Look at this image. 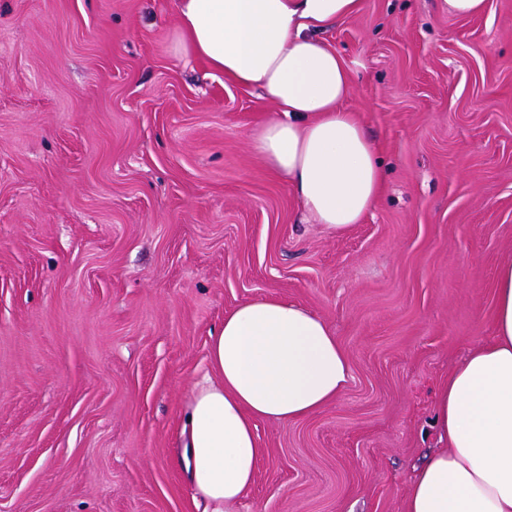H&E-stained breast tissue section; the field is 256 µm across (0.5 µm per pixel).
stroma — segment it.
Returning a JSON list of instances; mask_svg holds the SVG:
<instances>
[{"label":"stroma","instance_id":"stroma-1","mask_svg":"<svg viewBox=\"0 0 512 512\" xmlns=\"http://www.w3.org/2000/svg\"><path fill=\"white\" fill-rule=\"evenodd\" d=\"M177 26L172 0H0V512H203L185 411L257 298L322 317L352 373L257 421L234 512H405L512 260V0H364L323 32L384 172L341 234L252 149L273 102L175 54ZM488 0H445L450 10L458 16L475 18L487 9Z\"/></svg>","mask_w":512,"mask_h":512}]
</instances>
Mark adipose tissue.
I'll return each mask as SVG.
<instances>
[{"mask_svg": "<svg viewBox=\"0 0 512 512\" xmlns=\"http://www.w3.org/2000/svg\"><path fill=\"white\" fill-rule=\"evenodd\" d=\"M180 54L261 91L278 119L252 137L305 213L326 230L360 223L383 190L379 150L344 102L347 61L321 31L358 14L363 0H175ZM210 371L186 414L183 463L210 512H232L264 454L260 420L291 422L338 398L351 364L324 319L258 298L225 314ZM435 424L445 448L418 470L406 512H512V261L495 284L494 335L440 388Z\"/></svg>", "mask_w": 512, "mask_h": 512, "instance_id": "ef3b65f1", "label": "adipose tissue"}]
</instances>
